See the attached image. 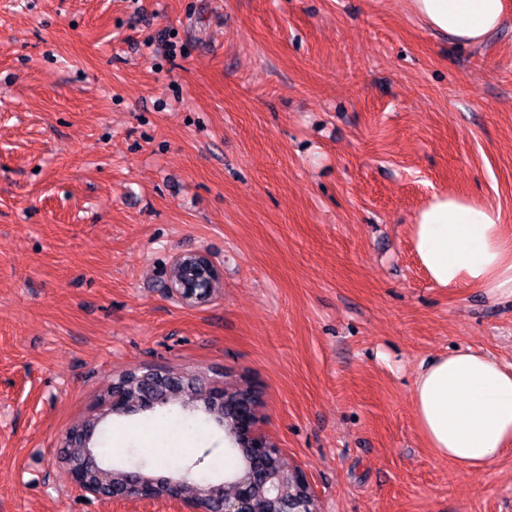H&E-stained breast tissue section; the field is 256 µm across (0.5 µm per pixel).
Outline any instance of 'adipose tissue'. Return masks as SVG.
Segmentation results:
<instances>
[{
	"label": "adipose tissue",
	"instance_id": "obj_1",
	"mask_svg": "<svg viewBox=\"0 0 512 512\" xmlns=\"http://www.w3.org/2000/svg\"><path fill=\"white\" fill-rule=\"evenodd\" d=\"M430 32L478 47L502 25L506 0H408ZM419 262L439 287L512 292V238L499 209L466 195L436 193L416 212ZM417 425L439 456L464 469L489 467L512 446V371L469 350L432 360L413 388Z\"/></svg>",
	"mask_w": 512,
	"mask_h": 512
}]
</instances>
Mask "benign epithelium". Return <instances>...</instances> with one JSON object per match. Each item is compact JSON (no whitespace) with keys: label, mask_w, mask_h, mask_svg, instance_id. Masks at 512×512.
Wrapping results in <instances>:
<instances>
[{"label":"benign epithelium","mask_w":512,"mask_h":512,"mask_svg":"<svg viewBox=\"0 0 512 512\" xmlns=\"http://www.w3.org/2000/svg\"><path fill=\"white\" fill-rule=\"evenodd\" d=\"M194 256L198 263H193L188 256ZM179 254L170 268L168 288L181 303L187 306L203 304L210 300L222 284L220 267L213 257L204 250L194 251L192 254ZM169 404L166 396L141 401L132 395L129 388H115L111 391L107 401L104 415L129 414L138 411H153ZM207 409L212 417L230 432L239 441H244L253 448L251 464L247 473L237 483V493L231 498L224 497V485H212L197 494V497H186L181 493V487H176L173 499L180 501L189 512H203L197 504V499H221L224 503V512H250L249 506L255 495L271 494L282 506H288V493L291 481L295 480L304 486H310L306 475L299 471L287 473L272 456L279 454L275 446L258 431L257 423L250 412H240L236 417L224 420V389L215 388L205 398ZM97 418L88 420L80 435L68 432L65 441L76 448H89L94 435ZM67 479L76 487L94 494L100 491L87 484L84 480L83 470L79 462L71 457L66 461Z\"/></svg>","instance_id":"obj_1"}]
</instances>
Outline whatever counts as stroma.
Masks as SVG:
<instances>
[{
    "label": "stroma",
    "instance_id": "stroma-1",
    "mask_svg": "<svg viewBox=\"0 0 512 512\" xmlns=\"http://www.w3.org/2000/svg\"><path fill=\"white\" fill-rule=\"evenodd\" d=\"M441 192L512 237V7L471 48L406 0H0V512H186L60 462L140 366L257 386L316 512H512V449L462 469L414 417L431 360L512 368V295L414 253ZM194 250L223 274L201 306L167 288ZM112 433L162 473L230 465L223 430L161 409Z\"/></svg>",
    "mask_w": 512,
    "mask_h": 512
}]
</instances>
